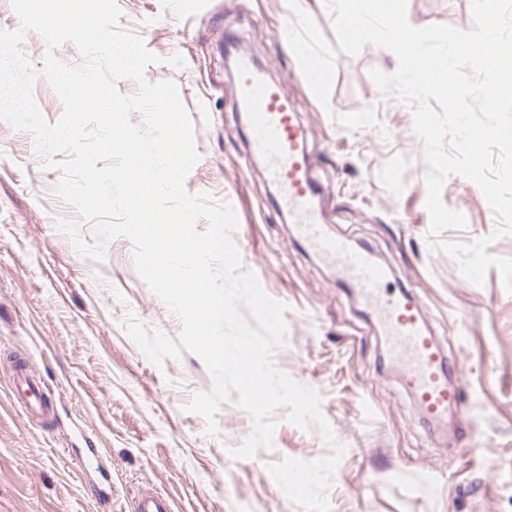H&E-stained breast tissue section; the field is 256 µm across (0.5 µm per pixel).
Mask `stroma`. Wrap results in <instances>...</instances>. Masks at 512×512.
<instances>
[{"label": "stroma", "mask_w": 512, "mask_h": 512, "mask_svg": "<svg viewBox=\"0 0 512 512\" xmlns=\"http://www.w3.org/2000/svg\"><path fill=\"white\" fill-rule=\"evenodd\" d=\"M122 28L137 32L161 63L147 80L176 83L190 115L200 159L186 178L190 193L232 205L233 236L248 251L243 270L287 305V341L273 364L315 390L345 453L328 492L330 512H512V293L497 269L483 285L465 280L449 256L431 251L426 210L428 168L412 109L384 96L369 76L397 68L395 56L365 46L338 53L328 105L312 93L287 41L275 31L286 0H117ZM417 28L471 30V0H408ZM286 82L307 128L306 148L320 189L316 205L329 233L365 245L422 304L431 335L461 364L465 393L454 431L424 420L386 363V341L373 314L342 288L334 267L299 239L276 186L247 146L226 68L225 40ZM181 54L175 69L165 57ZM374 107L381 129L350 130L340 115ZM62 177L34 152L30 132L0 122V512H132L142 489L167 495L174 512H305L268 471L291 457L330 454L317 431L277 410L274 445L252 458L231 454L252 422L235 403L216 415L217 434L188 411L213 378L195 354L164 365L125 333L128 317L178 338L182 322L139 275L123 236L102 261L81 256L56 226L79 221L53 192ZM461 210L465 229L441 233L467 243L491 234L496 216L481 190L452 176L441 193ZM58 388L44 411L26 413L16 367ZM95 448L112 474V499L96 495L77 466Z\"/></svg>", "instance_id": "obj_1"}]
</instances>
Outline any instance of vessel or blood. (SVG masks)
I'll return each instance as SVG.
<instances>
[{"label": "vessel or blood", "instance_id": "obj_1", "mask_svg": "<svg viewBox=\"0 0 512 512\" xmlns=\"http://www.w3.org/2000/svg\"><path fill=\"white\" fill-rule=\"evenodd\" d=\"M236 85L248 114L249 148L265 159L267 175L278 187L280 202L305 245L335 265L344 287L359 294L377 316L388 336V359L397 365L403 386L422 413L435 420L447 417L463 385L449 383L446 357L428 335L416 298L406 292L388 293V272L368 250L325 231L313 201L317 193L313 162L285 84L267 81L244 58ZM133 512H173L172 502L161 492L146 490L135 500Z\"/></svg>", "mask_w": 512, "mask_h": 512}]
</instances>
